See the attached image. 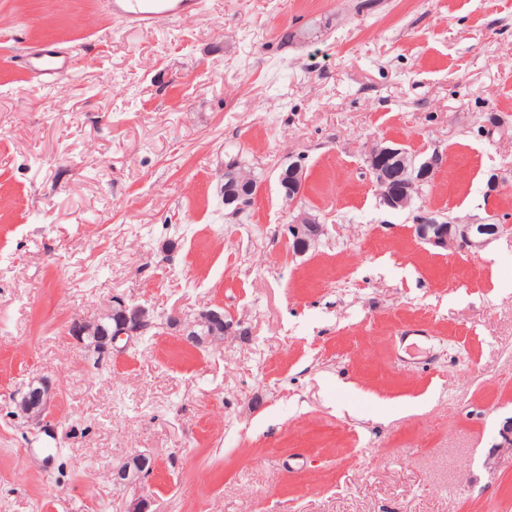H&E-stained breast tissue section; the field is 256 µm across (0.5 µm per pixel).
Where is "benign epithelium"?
I'll return each mask as SVG.
<instances>
[{"label": "benign epithelium", "mask_w": 512, "mask_h": 512, "mask_svg": "<svg viewBox=\"0 0 512 512\" xmlns=\"http://www.w3.org/2000/svg\"><path fill=\"white\" fill-rule=\"evenodd\" d=\"M416 155L403 147L387 145L382 142L373 144L367 154L369 170L379 185L382 203L392 209L405 208L418 195L420 186L431 182L437 170L439 156L436 153L420 166H415ZM304 180V169L297 163L288 164L287 169L278 174L280 191L288 199H296ZM255 194L251 190H231L226 194V205L231 214L238 215L251 207ZM438 214L424 212L418 216L412 227L414 237L421 243L446 250L458 248L467 250L482 246L509 229V225L496 221L493 211L487 213L483 221L472 224H459L455 221L442 226L437 221ZM290 237L296 243L295 253H303L317 241L323 232L322 225L315 220L300 215L288 226ZM153 322L149 312L141 306H130L121 299L99 318L93 321L74 320L69 328L73 337L79 341L92 336L89 347L101 356L123 353L134 339L143 334ZM187 340L203 346L223 340L224 314L217 310H203L183 331ZM56 402L51 385L43 380H32L17 401L18 410L26 415L37 427H46L44 421ZM153 462L143 454H136L113 470L112 481L118 485L139 484L151 473Z\"/></svg>", "instance_id": "obj_1"}]
</instances>
